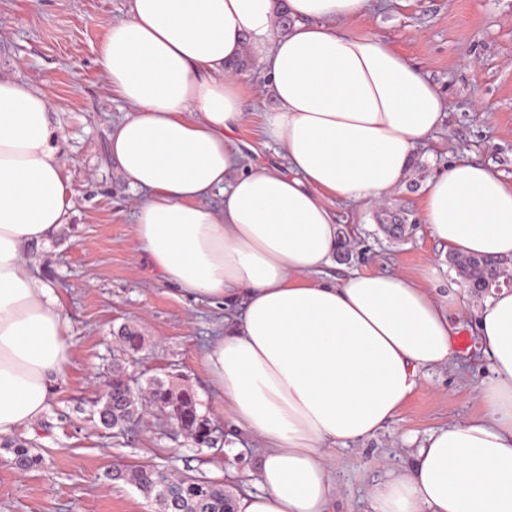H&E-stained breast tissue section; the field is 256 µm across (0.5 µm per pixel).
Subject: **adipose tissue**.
I'll list each match as a JSON object with an SVG mask.
<instances>
[{
  "label": "adipose tissue",
  "mask_w": 512,
  "mask_h": 512,
  "mask_svg": "<svg viewBox=\"0 0 512 512\" xmlns=\"http://www.w3.org/2000/svg\"><path fill=\"white\" fill-rule=\"evenodd\" d=\"M129 0L97 59L132 110L110 151L140 202L136 247L184 297L241 316L203 352L224 416L256 439L257 491L236 512H336L330 450L395 422L423 372L452 365L456 286L357 270L323 279L336 252L332 200L381 201L406 180L419 142L444 123L427 73L381 38L342 30L374 0ZM252 55L276 109L264 132L286 168L245 163L238 78ZM50 102L0 78V437L31 430L70 363L58 296L27 248L49 241L71 208ZM219 205H212L215 195ZM429 234L465 255L512 258V181L453 160L423 187ZM491 375L483 406L431 429L412 465L378 484L370 512H512V287L475 311Z\"/></svg>",
  "instance_id": "ef3b65f1"
}]
</instances>
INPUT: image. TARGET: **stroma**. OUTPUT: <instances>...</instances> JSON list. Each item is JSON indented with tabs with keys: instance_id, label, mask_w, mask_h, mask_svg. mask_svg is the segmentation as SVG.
<instances>
[{
	"instance_id": "stroma-1",
	"label": "stroma",
	"mask_w": 512,
	"mask_h": 512,
	"mask_svg": "<svg viewBox=\"0 0 512 512\" xmlns=\"http://www.w3.org/2000/svg\"><path fill=\"white\" fill-rule=\"evenodd\" d=\"M128 7L129 0H0V76L29 82L48 97L72 192L68 223L28 250L68 319L71 362L28 434L44 457L42 469L18 473L0 451V512H157L133 485L113 479L115 467L152 465L232 491L256 469L252 441L225 422L202 364L204 344L242 306L184 298L154 276L134 244L139 196L109 153L111 125L130 107L111 92L96 60L108 25ZM344 27L383 38L419 64L448 108L442 130L417 147L401 187L378 205L336 206L351 256L333 261L324 276L341 279L352 270L417 276L431 265L437 294L447 295L460 277L422 222L421 190L452 158L492 166L512 181V0H379ZM240 83L246 119L235 137L248 145L246 161L280 160V148L263 131L265 113L276 107L263 72L250 65ZM396 214L410 225L398 240L383 230ZM461 299L459 333L467 343L458 346L454 367L428 371L396 423L328 455L342 492L339 512H368L373 487L388 471L411 465V449L430 429L480 412L474 388L490 375L472 314L481 299L466 291ZM123 326L141 336L139 351L117 352ZM116 362L134 382L159 377L192 390L200 411L224 432L223 448L196 447L158 413L120 438L103 430L97 409Z\"/></svg>"
}]
</instances>
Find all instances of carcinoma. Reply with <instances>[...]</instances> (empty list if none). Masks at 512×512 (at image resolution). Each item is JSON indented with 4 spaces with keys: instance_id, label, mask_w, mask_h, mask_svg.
Masks as SVG:
<instances>
[{
    "instance_id": "carcinoma-1",
    "label": "carcinoma",
    "mask_w": 512,
    "mask_h": 512,
    "mask_svg": "<svg viewBox=\"0 0 512 512\" xmlns=\"http://www.w3.org/2000/svg\"><path fill=\"white\" fill-rule=\"evenodd\" d=\"M449 262L474 294L488 293L503 285L512 268V259L503 258L452 255ZM146 407L172 419L198 446L214 448L220 442L217 429L199 412L198 402L189 390L178 389L161 379L151 380L144 388H133L122 368L115 367L106 385L100 414L120 425L121 436L124 429L138 424ZM0 448L11 455L14 467L23 472L42 466L33 442L25 438H4ZM116 474L154 497L160 512H234L232 494L214 480L191 475L174 478L149 465L119 468Z\"/></svg>"
}]
</instances>
